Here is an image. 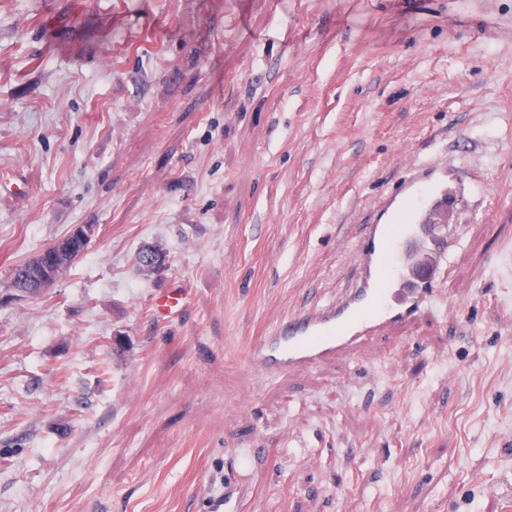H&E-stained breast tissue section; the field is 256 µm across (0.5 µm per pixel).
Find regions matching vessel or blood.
<instances>
[{
  "label": "vessel or blood",
  "instance_id": "1",
  "mask_svg": "<svg viewBox=\"0 0 512 512\" xmlns=\"http://www.w3.org/2000/svg\"><path fill=\"white\" fill-rule=\"evenodd\" d=\"M458 206L447 183L411 186L404 219L368 224L355 245L351 280L336 302L277 322L253 343L249 364L270 374L353 356L364 340L407 324L438 297L436 275L460 244L436 213Z\"/></svg>",
  "mask_w": 512,
  "mask_h": 512
}]
</instances>
